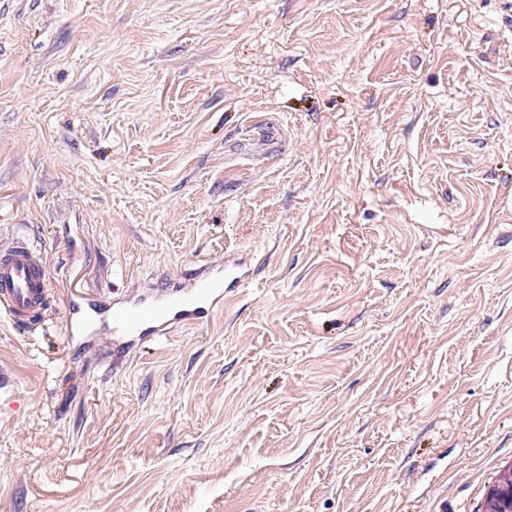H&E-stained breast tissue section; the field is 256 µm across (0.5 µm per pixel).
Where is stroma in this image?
Returning <instances> with one entry per match:
<instances>
[{
	"instance_id": "stroma-1",
	"label": "stroma",
	"mask_w": 512,
	"mask_h": 512,
	"mask_svg": "<svg viewBox=\"0 0 512 512\" xmlns=\"http://www.w3.org/2000/svg\"><path fill=\"white\" fill-rule=\"evenodd\" d=\"M0 512H483L512 465V0H0ZM249 279L120 351L73 287ZM52 289L41 249L18 234L0 243V315L16 330L30 332L49 311ZM9 401L12 409L20 406V392L17 380L12 371L0 367V406L1 401Z\"/></svg>"
}]
</instances>
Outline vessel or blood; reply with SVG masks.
Listing matches in <instances>:
<instances>
[{"label": "vessel or blood", "instance_id": "b4317fda", "mask_svg": "<svg viewBox=\"0 0 512 512\" xmlns=\"http://www.w3.org/2000/svg\"><path fill=\"white\" fill-rule=\"evenodd\" d=\"M240 264H212L185 283H172L133 304L109 307L97 291L85 290L69 304L76 332L96 324L109 325L113 341L135 336L156 341L173 329L197 325L223 309L224 301L244 278ZM52 301L47 262L41 249L15 234L0 241V316L14 329L28 332L40 324ZM20 405L12 371L0 367V401Z\"/></svg>", "mask_w": 512, "mask_h": 512}]
</instances>
